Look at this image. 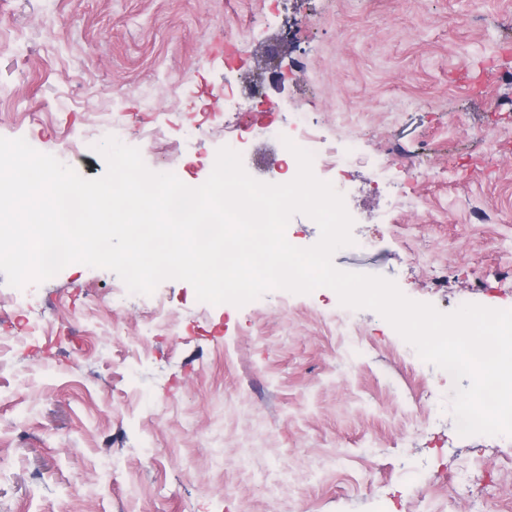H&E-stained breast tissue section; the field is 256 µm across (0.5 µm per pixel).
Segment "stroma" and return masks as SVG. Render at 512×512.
Instances as JSON below:
<instances>
[{
    "label": "stroma",
    "mask_w": 512,
    "mask_h": 512,
    "mask_svg": "<svg viewBox=\"0 0 512 512\" xmlns=\"http://www.w3.org/2000/svg\"><path fill=\"white\" fill-rule=\"evenodd\" d=\"M255 87L280 130L297 102L324 146L358 132L344 199L368 248L338 269L444 313L512 305V0H0V137L84 177L106 161L71 146L115 120L186 185L224 146L283 183L281 140H238L224 108ZM120 283L0 273V512H512V436L460 435L452 376L377 312L344 344L330 289L238 307ZM463 466L480 481L452 493Z\"/></svg>",
    "instance_id": "obj_1"
}]
</instances>
